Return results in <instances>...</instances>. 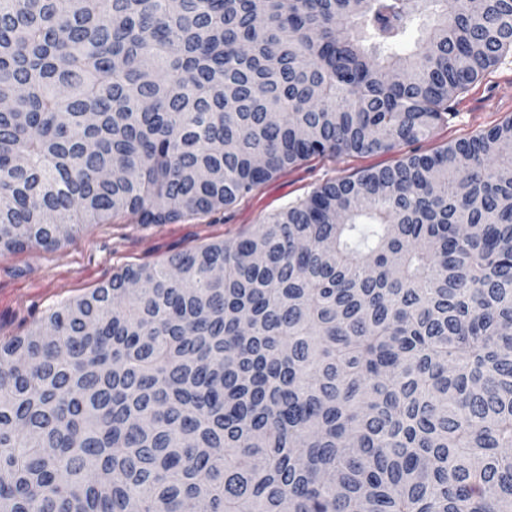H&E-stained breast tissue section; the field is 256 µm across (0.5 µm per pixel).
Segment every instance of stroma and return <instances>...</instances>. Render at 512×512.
Listing matches in <instances>:
<instances>
[{"mask_svg": "<svg viewBox=\"0 0 512 512\" xmlns=\"http://www.w3.org/2000/svg\"><path fill=\"white\" fill-rule=\"evenodd\" d=\"M512 118V55L485 71L454 98L446 122L420 140L394 149L307 158L263 182L233 205L168 224L118 217L87 226L77 240L57 248L0 253V342L25 334L48 309L84 296L128 266L152 265L219 241H231L288 203L306 199L326 181L431 154Z\"/></svg>", "mask_w": 512, "mask_h": 512, "instance_id": "obj_1", "label": "stroma"}]
</instances>
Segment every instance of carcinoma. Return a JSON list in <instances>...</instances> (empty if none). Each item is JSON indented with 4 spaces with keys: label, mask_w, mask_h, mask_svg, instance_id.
Instances as JSON below:
<instances>
[{
    "label": "carcinoma",
    "mask_w": 512,
    "mask_h": 512,
    "mask_svg": "<svg viewBox=\"0 0 512 512\" xmlns=\"http://www.w3.org/2000/svg\"><path fill=\"white\" fill-rule=\"evenodd\" d=\"M509 53L512 0H0V251L414 143ZM200 508L512 512V119L0 342V512Z\"/></svg>",
    "instance_id": "carcinoma-1"
}]
</instances>
